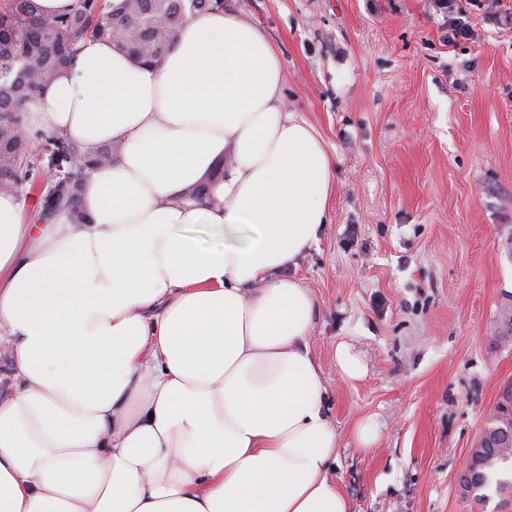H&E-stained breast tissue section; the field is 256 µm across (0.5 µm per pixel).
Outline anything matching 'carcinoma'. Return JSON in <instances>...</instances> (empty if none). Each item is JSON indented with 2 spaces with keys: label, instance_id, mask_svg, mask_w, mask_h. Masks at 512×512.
Wrapping results in <instances>:
<instances>
[{
  "label": "carcinoma",
  "instance_id": "obj_1",
  "mask_svg": "<svg viewBox=\"0 0 512 512\" xmlns=\"http://www.w3.org/2000/svg\"><path fill=\"white\" fill-rule=\"evenodd\" d=\"M222 7L221 0H82L70 13L46 17L34 0H7L0 8V190H19L33 173L47 170L53 183L45 198L43 218L61 205L77 209L88 170L112 159L118 147H82L60 137L32 138L24 129V105L64 67L86 37L104 38L129 56L146 63L164 58L189 18ZM512 463V387L497 399L477 447L471 449L460 478L462 493L474 502L495 486L512 496V478L497 474Z\"/></svg>",
  "mask_w": 512,
  "mask_h": 512
}]
</instances>
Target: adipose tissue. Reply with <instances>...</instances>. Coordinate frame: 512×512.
Here are the masks:
<instances>
[{"label":"adipose tissue","instance_id":"1","mask_svg":"<svg viewBox=\"0 0 512 512\" xmlns=\"http://www.w3.org/2000/svg\"><path fill=\"white\" fill-rule=\"evenodd\" d=\"M26 114L120 150L86 223L26 222L0 191V512H349L316 302L287 274L330 220L333 162L276 48L221 11L151 66L89 37Z\"/></svg>","mask_w":512,"mask_h":512}]
</instances>
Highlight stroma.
Instances as JSON below:
<instances>
[{"label":"stroma","mask_w":512,"mask_h":512,"mask_svg":"<svg viewBox=\"0 0 512 512\" xmlns=\"http://www.w3.org/2000/svg\"><path fill=\"white\" fill-rule=\"evenodd\" d=\"M278 49L288 111L334 162L330 222L291 275L317 303L309 343L350 512H512L459 486L512 338V25L471 10L448 41L429 0H224ZM366 368L344 379L336 347ZM373 421L371 450L354 439Z\"/></svg>","instance_id":"obj_1"}]
</instances>
